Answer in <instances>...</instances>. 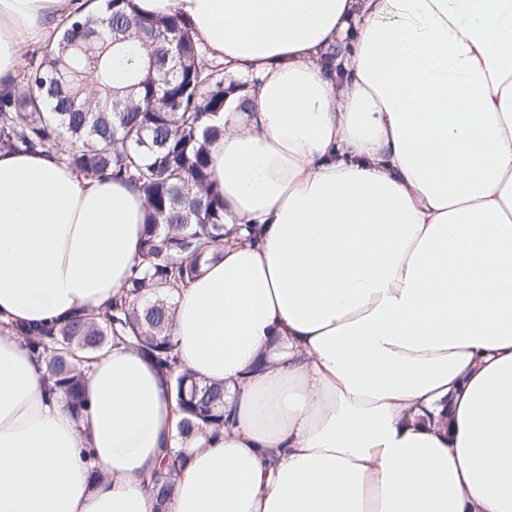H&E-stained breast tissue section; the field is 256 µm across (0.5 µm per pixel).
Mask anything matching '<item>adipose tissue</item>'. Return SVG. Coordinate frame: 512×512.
I'll use <instances>...</instances> for the list:
<instances>
[{"label":"adipose tissue","mask_w":512,"mask_h":512,"mask_svg":"<svg viewBox=\"0 0 512 512\" xmlns=\"http://www.w3.org/2000/svg\"><path fill=\"white\" fill-rule=\"evenodd\" d=\"M134 3L246 84L210 146L230 242L169 328L226 385L224 431L157 506L166 376L115 347L77 418L1 331L0 512H512V0ZM78 10L0 0V90ZM145 212L127 180L0 151V320L106 307Z\"/></svg>","instance_id":"obj_1"}]
</instances>
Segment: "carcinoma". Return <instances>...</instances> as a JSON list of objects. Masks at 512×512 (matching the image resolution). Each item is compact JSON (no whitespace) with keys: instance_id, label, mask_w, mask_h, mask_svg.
<instances>
[{"instance_id":"obj_1","label":"carcinoma","mask_w":512,"mask_h":512,"mask_svg":"<svg viewBox=\"0 0 512 512\" xmlns=\"http://www.w3.org/2000/svg\"><path fill=\"white\" fill-rule=\"evenodd\" d=\"M121 61L112 84L107 52ZM27 93L0 92V149L48 151L87 176L125 178L147 199L138 276L105 310L38 328L0 326L24 337L47 379L86 408L84 371L114 345L149 356L168 377L182 415L179 435L224 427V384L177 370L168 333L171 298L224 245V197L209 145L224 135L215 118L226 96L246 83L200 65L188 28L176 17L138 14L132 0H100L94 11L67 19L41 62L19 75ZM153 478L158 512L173 493L188 454L162 449Z\"/></svg>"}]
</instances>
